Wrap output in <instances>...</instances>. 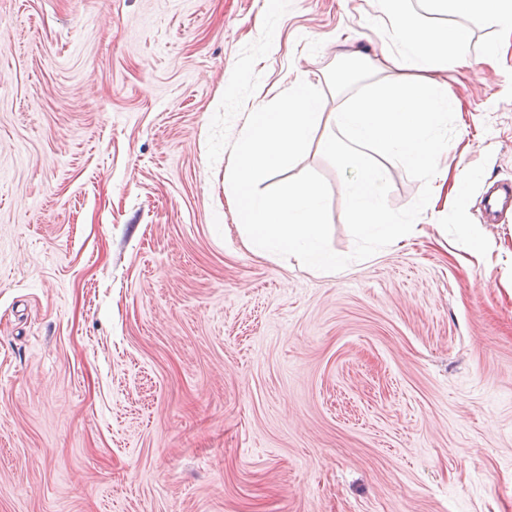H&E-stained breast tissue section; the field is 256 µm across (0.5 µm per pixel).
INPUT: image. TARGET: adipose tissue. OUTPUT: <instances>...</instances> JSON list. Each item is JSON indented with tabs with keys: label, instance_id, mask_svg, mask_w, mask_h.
Masks as SVG:
<instances>
[{
	"label": "adipose tissue",
	"instance_id": "1",
	"mask_svg": "<svg viewBox=\"0 0 512 512\" xmlns=\"http://www.w3.org/2000/svg\"><path fill=\"white\" fill-rule=\"evenodd\" d=\"M407 2L377 0L398 49L368 61L373 72L397 71L396 80L333 112L323 111L305 89L298 88L279 108L249 114L246 134L225 170L227 200L243 212L245 233L274 256H292L327 272L336 269L335 256L323 247L320 182L301 181L273 197L255 193L258 176L292 161L317 131L337 163L356 172L344 192L360 233L388 245L406 235L405 225L396 223L383 204L385 171L371 154L382 151L417 168L432 167L446 122L441 105L448 99V87L436 74L447 69L449 56L466 41L462 29L423 23ZM436 2L452 12L479 14L487 26L512 31V0Z\"/></svg>",
	"mask_w": 512,
	"mask_h": 512
}]
</instances>
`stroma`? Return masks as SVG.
<instances>
[{"mask_svg": "<svg viewBox=\"0 0 512 512\" xmlns=\"http://www.w3.org/2000/svg\"><path fill=\"white\" fill-rule=\"evenodd\" d=\"M449 69L457 203L379 156L421 231L359 235L319 144L260 176L325 188L335 274L243 235L224 170L302 81L326 110L383 74L376 0H0V512H512V35ZM485 248L473 252L472 237ZM512 211V184L500 183L483 202V217L488 224H497L505 213Z\"/></svg>", "mask_w": 512, "mask_h": 512, "instance_id": "35a3bbf8", "label": "stroma"}]
</instances>
